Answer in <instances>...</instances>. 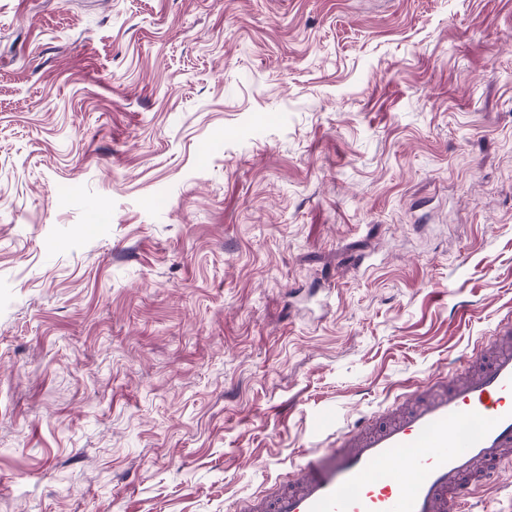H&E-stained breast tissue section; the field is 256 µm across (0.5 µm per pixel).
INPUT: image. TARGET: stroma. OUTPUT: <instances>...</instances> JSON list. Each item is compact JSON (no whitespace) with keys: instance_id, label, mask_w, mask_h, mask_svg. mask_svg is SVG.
I'll return each instance as SVG.
<instances>
[{"instance_id":"obj_1","label":"stroma","mask_w":512,"mask_h":512,"mask_svg":"<svg viewBox=\"0 0 512 512\" xmlns=\"http://www.w3.org/2000/svg\"><path fill=\"white\" fill-rule=\"evenodd\" d=\"M509 314L512 0H0V512H228Z\"/></svg>"}]
</instances>
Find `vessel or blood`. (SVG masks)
I'll return each mask as SVG.
<instances>
[{"mask_svg":"<svg viewBox=\"0 0 512 512\" xmlns=\"http://www.w3.org/2000/svg\"><path fill=\"white\" fill-rule=\"evenodd\" d=\"M478 371L433 379L339 433L272 494L234 512H452L512 460V315Z\"/></svg>","mask_w":512,"mask_h":512,"instance_id":"1","label":"vessel or blood"}]
</instances>
